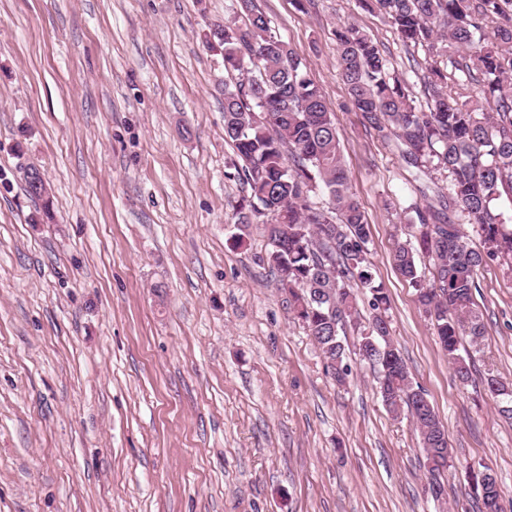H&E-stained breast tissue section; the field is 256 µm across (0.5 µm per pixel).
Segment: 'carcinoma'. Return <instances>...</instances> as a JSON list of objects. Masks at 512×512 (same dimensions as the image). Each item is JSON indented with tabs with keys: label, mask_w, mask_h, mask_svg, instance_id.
I'll use <instances>...</instances> for the list:
<instances>
[{
	"label": "carcinoma",
	"mask_w": 512,
	"mask_h": 512,
	"mask_svg": "<svg viewBox=\"0 0 512 512\" xmlns=\"http://www.w3.org/2000/svg\"><path fill=\"white\" fill-rule=\"evenodd\" d=\"M381 15L405 45L427 48L426 106L414 104L401 83L390 77L389 61L371 37L353 24L336 30L337 62L353 107L365 126L393 139L405 163L417 170L429 165L448 172V194L439 206H408L415 242H398L393 261L417 290L435 336L462 382L471 378L461 339L478 345L483 336L475 301L477 272L488 261L512 264V223L494 207L512 195V0H363ZM232 17L209 27L207 46L224 63V137L238 164L235 177L247 195L233 206L232 220L244 227L263 222L267 250L259 261L288 295V310L303 324L325 360L332 379L346 383L342 336L361 325L353 283L368 290L371 316L367 336L379 345V394L388 411L407 413L419 434L428 478L440 487L456 469L434 407L412 386L399 349L387 350L385 319L389 298L376 282L368 255V224L350 185L339 135L320 87L307 77L306 65L282 39L257 0H230ZM457 51L458 69L476 82L479 95L493 102L462 101L449 88L448 72L438 59ZM321 190L332 209L314 201ZM27 195L50 198L41 172L27 169ZM463 215L480 239L473 245ZM433 263L425 281L416 259ZM486 387L499 412L512 418V385L489 377ZM480 512H505L503 491L489 467L471 476Z\"/></svg>",
	"instance_id": "obj_1"
}]
</instances>
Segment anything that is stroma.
<instances>
[{
  "instance_id": "1",
  "label": "stroma",
  "mask_w": 512,
  "mask_h": 512,
  "mask_svg": "<svg viewBox=\"0 0 512 512\" xmlns=\"http://www.w3.org/2000/svg\"><path fill=\"white\" fill-rule=\"evenodd\" d=\"M258 3L334 114L391 339L457 462L444 500L376 372L350 345L336 385L258 261L262 225L231 221L243 192L205 40L229 0H0V512H473L465 471L483 465L512 498V420L483 387L512 382V266L477 273L485 331L461 383L392 259L407 206L448 180L365 129L334 31L377 41L419 106L425 47L358 0ZM37 182L41 184V188L36 185ZM25 184V191L27 195L32 199L41 200L43 202L45 213L49 214L50 203L52 202L50 201L45 181L39 169L34 166L27 169Z\"/></svg>"
}]
</instances>
